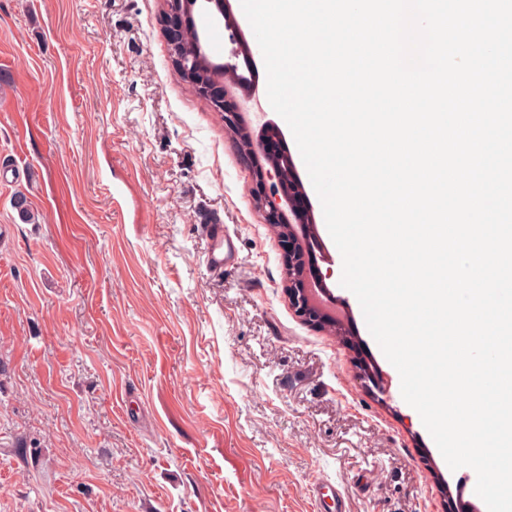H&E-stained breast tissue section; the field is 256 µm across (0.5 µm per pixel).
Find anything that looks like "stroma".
I'll use <instances>...</instances> for the list:
<instances>
[{
	"instance_id": "stroma-1",
	"label": "stroma",
	"mask_w": 512,
	"mask_h": 512,
	"mask_svg": "<svg viewBox=\"0 0 512 512\" xmlns=\"http://www.w3.org/2000/svg\"><path fill=\"white\" fill-rule=\"evenodd\" d=\"M165 0H0V512H446L449 468L370 334L326 225L340 328L288 302ZM24 194L34 220L13 206ZM234 242L222 275L203 225ZM189 7L181 8L180 2L171 0L167 14V34L173 50V59L180 74L189 80V76L197 67V58L194 54H189L185 49V41L192 37L191 33L184 28L174 26L175 19ZM308 494L315 503L322 504L326 502V499L331 500L332 504L330 507H332V509L320 508L321 512H346L344 497L338 488L332 484L317 481L313 483L311 488L308 490Z\"/></svg>"
}]
</instances>
